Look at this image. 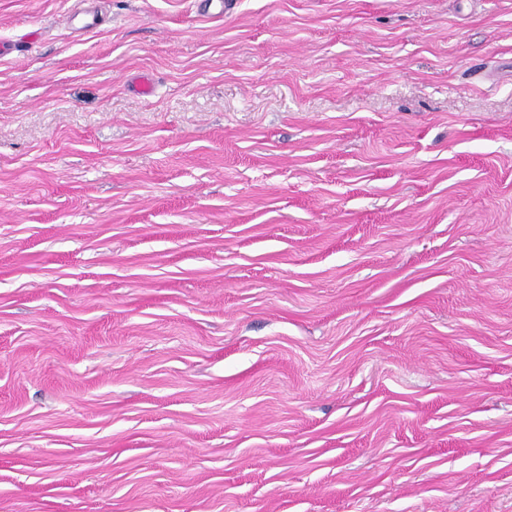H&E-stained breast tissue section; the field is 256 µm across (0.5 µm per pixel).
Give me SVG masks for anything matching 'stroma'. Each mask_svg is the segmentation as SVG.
<instances>
[{"label": "stroma", "mask_w": 512, "mask_h": 512, "mask_svg": "<svg viewBox=\"0 0 512 512\" xmlns=\"http://www.w3.org/2000/svg\"><path fill=\"white\" fill-rule=\"evenodd\" d=\"M79 7L0 0V512H512V0Z\"/></svg>", "instance_id": "stroma-1"}]
</instances>
